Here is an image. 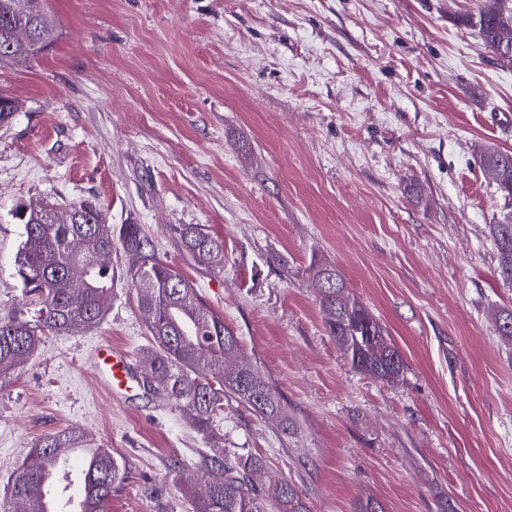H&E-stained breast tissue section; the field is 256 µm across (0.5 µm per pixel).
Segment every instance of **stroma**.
Masks as SVG:
<instances>
[{
	"instance_id": "35a3bbf8",
	"label": "stroma",
	"mask_w": 512,
	"mask_h": 512,
	"mask_svg": "<svg viewBox=\"0 0 512 512\" xmlns=\"http://www.w3.org/2000/svg\"><path fill=\"white\" fill-rule=\"evenodd\" d=\"M59 37L0 67V319L25 314L17 206L87 200L141 225L281 393L301 434L226 400L224 447L263 456L310 512H512V308L492 224L512 219L480 163L512 152V66L470 22L482 0H47ZM224 239L196 264L175 228ZM335 266L405 360L398 384L350 368L311 262ZM104 321L46 335L0 389V512L43 436L77 430L126 477L110 512H193L174 466L210 447L163 395H114L98 343L151 347L129 258Z\"/></svg>"
}]
</instances>
